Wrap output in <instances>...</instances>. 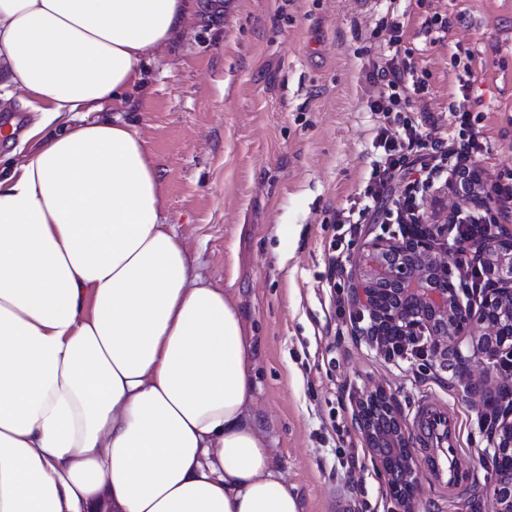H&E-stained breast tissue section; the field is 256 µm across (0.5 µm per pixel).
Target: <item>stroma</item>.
<instances>
[{
	"instance_id": "stroma-1",
	"label": "stroma",
	"mask_w": 512,
	"mask_h": 512,
	"mask_svg": "<svg viewBox=\"0 0 512 512\" xmlns=\"http://www.w3.org/2000/svg\"><path fill=\"white\" fill-rule=\"evenodd\" d=\"M142 79L108 112L131 124L164 170L162 205L200 273L242 308L253 345L255 407L276 469L302 512H400L354 413L382 388L412 425L433 395L458 416L477 481L441 500L420 481L414 512H489L497 479L480 395L431 357L386 359L351 316L346 274L332 270L341 212L366 203L385 123L374 64L410 65L423 137L450 139L460 102L485 180L512 173V0H200ZM399 42H391V35ZM36 114L0 107V158L33 147Z\"/></svg>"
}]
</instances>
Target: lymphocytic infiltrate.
Returning <instances> with one entry per match:
<instances>
[{"label": "lymphocytic infiltrate", "instance_id": "obj_1", "mask_svg": "<svg viewBox=\"0 0 512 512\" xmlns=\"http://www.w3.org/2000/svg\"><path fill=\"white\" fill-rule=\"evenodd\" d=\"M374 74L381 78L387 91L371 104L373 111L391 116L403 113L402 132L391 127H381L377 135L383 155L373 167L374 187L369 194L370 201L364 208L342 216L349 234H357L360 224L365 223L370 212H383L386 218L400 224L419 223L424 211L422 204L436 183L448 181L450 176L461 169L467 158L466 151L445 147L443 141L426 142L420 139L412 119L405 113L410 107L411 89L406 82L407 72L394 62L374 66ZM411 163L416 174L412 193L390 200L383 191L391 181L395 170L403 163ZM487 200L495 207L494 212L477 211L470 213L467 220H455L452 224L453 238L457 244H464L477 237L493 234L498 219L512 218V185L492 183L485 190Z\"/></svg>", "mask_w": 512, "mask_h": 512}]
</instances>
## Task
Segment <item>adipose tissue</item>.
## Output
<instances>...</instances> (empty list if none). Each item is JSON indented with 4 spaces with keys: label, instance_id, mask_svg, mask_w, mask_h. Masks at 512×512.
Wrapping results in <instances>:
<instances>
[{
    "label": "adipose tissue",
    "instance_id": "1",
    "mask_svg": "<svg viewBox=\"0 0 512 512\" xmlns=\"http://www.w3.org/2000/svg\"><path fill=\"white\" fill-rule=\"evenodd\" d=\"M190 8L0 0V90L41 114L0 169V512H301L240 308L198 274L138 131L100 116Z\"/></svg>",
    "mask_w": 512,
    "mask_h": 512
}]
</instances>
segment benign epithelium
<instances>
[{
  "label": "benign epithelium",
  "mask_w": 512,
  "mask_h": 512,
  "mask_svg": "<svg viewBox=\"0 0 512 512\" xmlns=\"http://www.w3.org/2000/svg\"><path fill=\"white\" fill-rule=\"evenodd\" d=\"M483 184L480 172L470 168L452 177L448 191L482 207ZM465 248L498 279L496 287L483 290L477 310L464 305L453 280L457 262L448 252L446 224H406L399 238L366 237L347 272L354 299L368 309L381 332L395 327L428 335L430 355L442 367L450 357L465 365V348L491 360L496 343L512 340V232ZM476 325L480 334L474 339ZM355 421L388 476L392 494L409 512L418 491V466L392 396L383 389L369 392L356 406ZM491 442L494 455L487 462L495 465L499 479L488 491L490 512H512V467L500 466L503 458H512V413L500 420Z\"/></svg>",
  "instance_id": "7a95c632"
}]
</instances>
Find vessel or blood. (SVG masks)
<instances>
[{"mask_svg":"<svg viewBox=\"0 0 512 512\" xmlns=\"http://www.w3.org/2000/svg\"><path fill=\"white\" fill-rule=\"evenodd\" d=\"M414 423L415 442L435 493L442 498L463 496L475 473L459 446L456 414L448 406L424 398L416 406Z\"/></svg>","mask_w":512,"mask_h":512,"instance_id":"vessel-or-blood-1","label":"vessel or blood"}]
</instances>
